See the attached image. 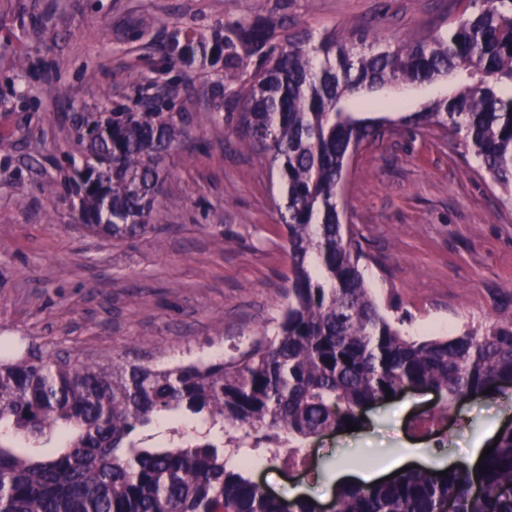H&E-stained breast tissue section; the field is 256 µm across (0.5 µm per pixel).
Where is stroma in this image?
Returning a JSON list of instances; mask_svg holds the SVG:
<instances>
[{"label": "stroma", "instance_id": "35a3bbf8", "mask_svg": "<svg viewBox=\"0 0 512 512\" xmlns=\"http://www.w3.org/2000/svg\"><path fill=\"white\" fill-rule=\"evenodd\" d=\"M461 11L453 0H0V358L31 350L172 365L231 355L274 330L288 273L277 176L236 144L227 100L240 70L186 68L174 38L207 43L225 23L284 13L315 36L336 28L395 44L445 32ZM164 87L174 90L164 111L190 132L163 163L175 208L120 241L90 231L65 189L83 167L76 118L141 111ZM451 90L404 87L400 110L359 113L395 121ZM339 206L369 287L397 304L405 334L447 336L512 313V204L462 137L404 128L362 146ZM442 407L435 393H406L356 431L303 442L304 479L268 461L252 476L278 496L300 489L325 504L339 462L385 467L409 452L415 465L445 469L512 422L502 395L447 408L440 435L414 431L419 413Z\"/></svg>", "mask_w": 512, "mask_h": 512}]
</instances>
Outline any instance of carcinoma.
Returning a JSON list of instances; mask_svg holds the SVG:
<instances>
[{
  "instance_id": "1",
  "label": "carcinoma",
  "mask_w": 512,
  "mask_h": 512,
  "mask_svg": "<svg viewBox=\"0 0 512 512\" xmlns=\"http://www.w3.org/2000/svg\"><path fill=\"white\" fill-rule=\"evenodd\" d=\"M281 43L271 45L277 35ZM257 58L235 94L239 144L257 153L285 200L286 303L273 336L227 358L166 367L69 356L0 360V512H318L305 497L270 495L225 451L263 438L270 462L302 441L358 426L407 384L448 405L475 392H505L512 377V314L447 337L403 333L367 287L366 259L338 208L349 161L379 128L348 104L374 91L451 79L452 94L403 118L461 136L512 200V0H467L444 34L409 35L360 49L342 32L288 31V15L224 24L211 47L172 44L186 66L238 67ZM85 178L75 187L87 228L114 240L161 223L163 156L188 137L160 108L80 118ZM171 419L159 445L150 429ZM484 470L409 469L379 484L340 489L334 512H512V429ZM484 493L474 496L471 485Z\"/></svg>"
}]
</instances>
